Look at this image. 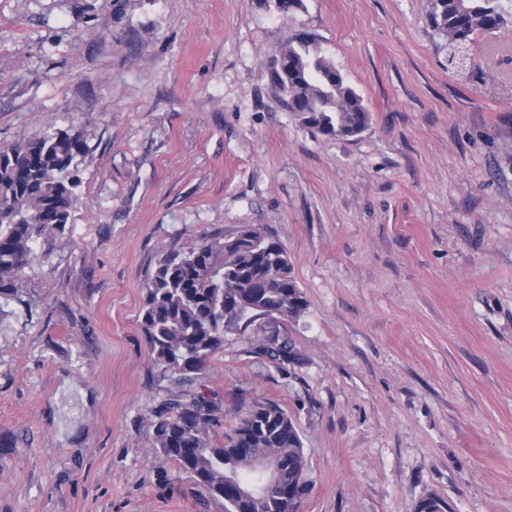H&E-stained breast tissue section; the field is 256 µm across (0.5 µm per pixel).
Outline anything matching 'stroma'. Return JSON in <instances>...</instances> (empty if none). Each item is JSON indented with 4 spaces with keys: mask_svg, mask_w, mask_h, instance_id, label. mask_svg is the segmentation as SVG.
I'll return each instance as SVG.
<instances>
[{
    "mask_svg": "<svg viewBox=\"0 0 512 512\" xmlns=\"http://www.w3.org/2000/svg\"><path fill=\"white\" fill-rule=\"evenodd\" d=\"M0 0V147L91 153L72 219L0 299V512H224L150 446L152 408L256 399L303 442L302 512H512V31L451 49L431 0ZM314 34L370 114L322 136L265 64ZM308 307L300 360L230 334L198 383L140 327L165 253L244 225Z\"/></svg>",
    "mask_w": 512,
    "mask_h": 512,
    "instance_id": "35a3bbf8",
    "label": "stroma"
}]
</instances>
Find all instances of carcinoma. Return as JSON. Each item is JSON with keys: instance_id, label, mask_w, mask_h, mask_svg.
<instances>
[{"instance_id": "1", "label": "carcinoma", "mask_w": 512, "mask_h": 512, "mask_svg": "<svg viewBox=\"0 0 512 512\" xmlns=\"http://www.w3.org/2000/svg\"><path fill=\"white\" fill-rule=\"evenodd\" d=\"M278 14L293 16L303 0H265ZM435 34L451 41L512 26V0H432ZM271 63L272 84L287 111L327 137H353L369 125L361 98L324 55L314 35L301 33ZM91 153L79 131L25 136L0 147V295L15 292L19 274L36 258L33 243L71 223L80 165ZM308 303L288 252L275 237L242 226L229 238H204L162 255L146 282L140 326L153 363L166 377L191 383L229 333L245 334L258 317L274 312L285 324ZM255 352L284 363L296 358L292 341L276 333ZM224 414L206 393L172 399L150 412L151 448L191 474L224 512H297L295 500L309 492L297 473L306 465L302 439L286 411L255 400L231 432L218 438ZM267 454L283 464L284 485L262 494L261 509L231 491L232 482L253 480L248 458Z\"/></svg>"}]
</instances>
